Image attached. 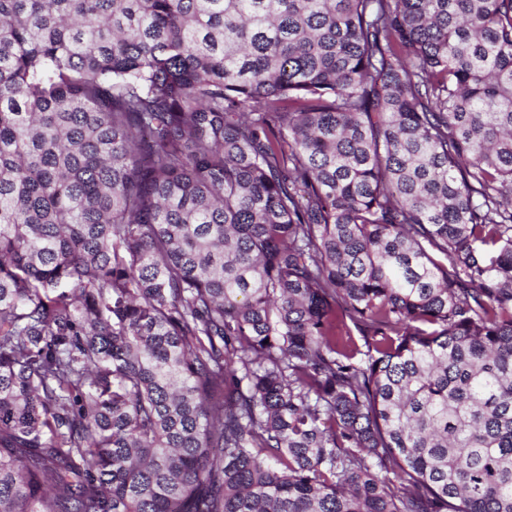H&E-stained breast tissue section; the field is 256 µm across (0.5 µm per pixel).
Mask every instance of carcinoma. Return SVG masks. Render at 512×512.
Masks as SVG:
<instances>
[{"instance_id":"obj_1","label":"carcinoma","mask_w":512,"mask_h":512,"mask_svg":"<svg viewBox=\"0 0 512 512\" xmlns=\"http://www.w3.org/2000/svg\"><path fill=\"white\" fill-rule=\"evenodd\" d=\"M0 512H512V0H0Z\"/></svg>"}]
</instances>
